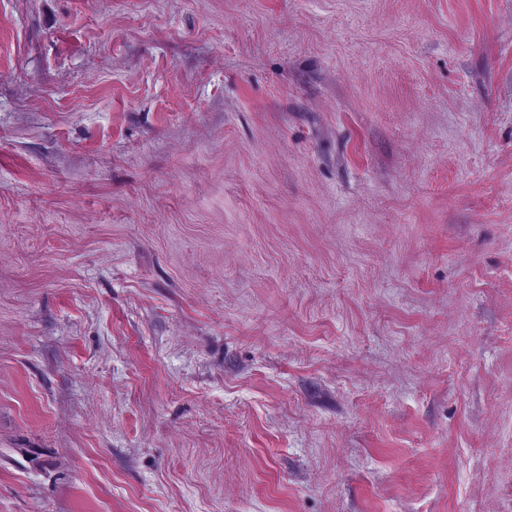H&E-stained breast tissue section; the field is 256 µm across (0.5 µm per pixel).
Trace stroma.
<instances>
[{"label":"stroma","mask_w":512,"mask_h":512,"mask_svg":"<svg viewBox=\"0 0 512 512\" xmlns=\"http://www.w3.org/2000/svg\"><path fill=\"white\" fill-rule=\"evenodd\" d=\"M0 512H512V0H0Z\"/></svg>","instance_id":"35a3bbf8"}]
</instances>
